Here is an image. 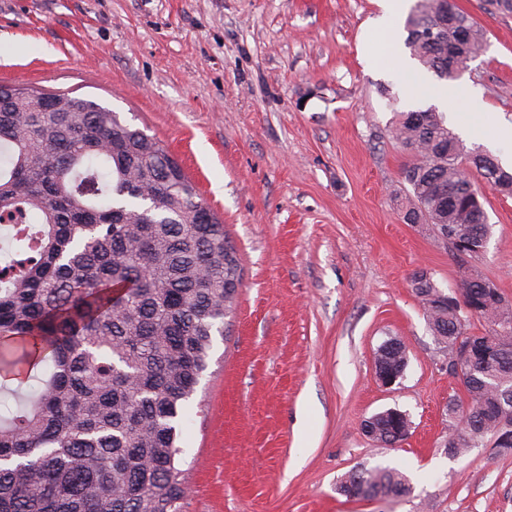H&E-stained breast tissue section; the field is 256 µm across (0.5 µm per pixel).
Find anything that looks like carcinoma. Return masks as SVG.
Wrapping results in <instances>:
<instances>
[{
    "label": "carcinoma",
    "mask_w": 512,
    "mask_h": 512,
    "mask_svg": "<svg viewBox=\"0 0 512 512\" xmlns=\"http://www.w3.org/2000/svg\"><path fill=\"white\" fill-rule=\"evenodd\" d=\"M406 46L451 81L485 48L483 30L454 0H417ZM395 138L414 160L403 170L407 224H432L469 243L491 227L471 166L512 195V173L491 155L469 158L434 107L401 114ZM0 512H181L180 446L187 403L224 335L240 282L235 246L162 143L101 105L0 85ZM438 343L478 347L464 370L467 401L449 420L454 456L490 441L512 395V303L488 279L456 288L488 332H470L448 292L424 271L412 279ZM508 322V330L498 331ZM409 426L381 412L383 445ZM405 497L400 471L360 468L339 493Z\"/></svg>",
    "instance_id": "cac0c4a2"
}]
</instances>
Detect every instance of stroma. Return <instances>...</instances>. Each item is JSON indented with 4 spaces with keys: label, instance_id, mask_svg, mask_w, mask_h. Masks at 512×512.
<instances>
[{
    "label": "stroma",
    "instance_id": "stroma-1",
    "mask_svg": "<svg viewBox=\"0 0 512 512\" xmlns=\"http://www.w3.org/2000/svg\"><path fill=\"white\" fill-rule=\"evenodd\" d=\"M486 33L458 77L484 101L482 149L512 170V10L456 0ZM376 0H0V84L95 101L167 148L224 223L241 284L188 408L182 512H512V454L448 455L464 397L411 276L467 272L512 301V197L484 188L486 252L467 263L407 224L391 131L414 110ZM407 367L381 386L375 352ZM411 422L400 446L373 414ZM403 472L410 496L350 501L356 467ZM377 414L381 415L373 423L374 436L372 439L381 442L383 445L388 446L395 439V431L410 426L407 415L403 412L398 416L388 413L387 410Z\"/></svg>",
    "mask_w": 512,
    "mask_h": 512
}]
</instances>
